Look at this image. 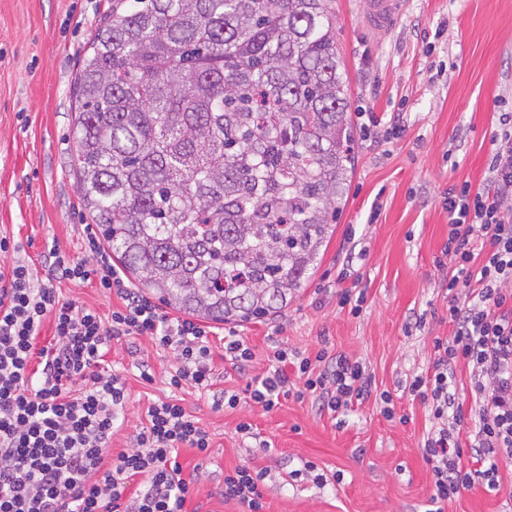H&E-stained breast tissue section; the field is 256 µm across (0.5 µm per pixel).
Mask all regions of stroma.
Here are the masks:
<instances>
[{
  "instance_id": "stroma-1",
  "label": "stroma",
  "mask_w": 512,
  "mask_h": 512,
  "mask_svg": "<svg viewBox=\"0 0 512 512\" xmlns=\"http://www.w3.org/2000/svg\"><path fill=\"white\" fill-rule=\"evenodd\" d=\"M112 0H0V235L20 252L0 265L39 264L47 246L83 255L90 218L77 192L73 87L82 58ZM337 40L350 84L354 173L336 233L314 274L282 313L240 324L255 352L246 371L216 360L210 389L171 388L172 351L147 338L113 341L104 367L127 400L112 437L129 448L147 407L168 399L210 436L206 453L180 449L193 478L187 512H246L225 500L224 475L249 464L265 469L266 512H427L433 476L421 452L432 423L408 385L434 358V337L448 336L450 188L482 183L502 113H512V0H405L386 30L369 26L358 0H332ZM378 119L366 140L361 113ZM400 131L390 134L392 117ZM361 252L343 285L364 292L359 315L342 309L331 277L351 240ZM424 315V328L414 325ZM306 356L320 348L363 363L372 393L337 417L311 398L284 399L272 411L242 403L215 409L214 394L243 393L269 370L271 342ZM149 368L153 383L140 377ZM388 393L394 418L382 413ZM250 421L253 435L240 434ZM314 462L326 484L294 477ZM342 481H333V474ZM499 492L464 490L445 512H512V466Z\"/></svg>"
}]
</instances>
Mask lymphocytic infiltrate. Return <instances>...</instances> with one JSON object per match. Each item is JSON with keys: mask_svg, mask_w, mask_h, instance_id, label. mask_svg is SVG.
<instances>
[{"mask_svg": "<svg viewBox=\"0 0 512 512\" xmlns=\"http://www.w3.org/2000/svg\"><path fill=\"white\" fill-rule=\"evenodd\" d=\"M494 152L479 187L463 182L448 193V244L456 273L448 281L450 336L433 340L434 360L410 382V394L436 427L422 453L433 474L434 512L481 483L499 490L512 462V121L492 136ZM84 255L51 246L42 273L29 262L0 266V512H185L193 491L177 460L182 448L206 452L208 433L175 401L148 406L132 446L106 464L126 389L103 362L112 338L146 336L172 350L178 368L169 383L207 387L214 358L210 330L169 316L139 289L125 285L86 231ZM65 281L94 282L123 307L110 320L64 298ZM53 337L39 345L45 319ZM274 370L254 379L242 397L273 410L281 398L311 397L333 414L371 392L362 363L320 350L310 359L285 348L268 355ZM469 372V396L456 395V372ZM142 486L127 497L129 479ZM265 473L241 465L224 475V497L265 512Z\"/></svg>", "mask_w": 512, "mask_h": 512, "instance_id": "lymphocytic-infiltrate-1", "label": "lymphocytic infiltrate"}]
</instances>
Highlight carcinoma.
Here are the masks:
<instances>
[{"label":"carcinoma","instance_id":"obj_1","mask_svg":"<svg viewBox=\"0 0 512 512\" xmlns=\"http://www.w3.org/2000/svg\"><path fill=\"white\" fill-rule=\"evenodd\" d=\"M330 0H117L73 94L82 203L127 277L215 323L288 306L354 171Z\"/></svg>","mask_w":512,"mask_h":512}]
</instances>
